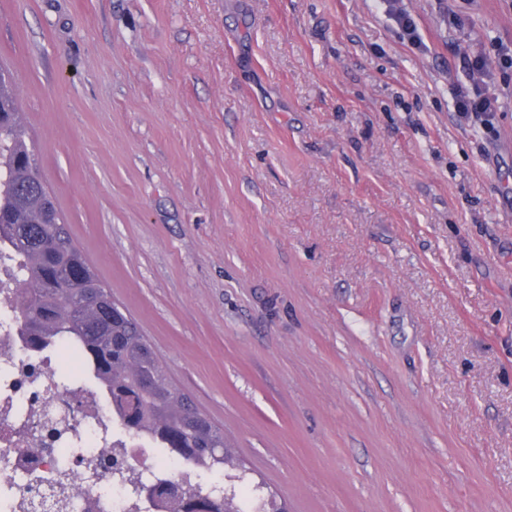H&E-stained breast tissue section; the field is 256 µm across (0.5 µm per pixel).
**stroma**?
<instances>
[{"label":"stroma","mask_w":512,"mask_h":512,"mask_svg":"<svg viewBox=\"0 0 512 512\" xmlns=\"http://www.w3.org/2000/svg\"><path fill=\"white\" fill-rule=\"evenodd\" d=\"M0 0L61 218L288 512H512V0ZM397 4V0H384L382 2L384 12L390 19L398 24L410 44L420 45L422 41L414 18L400 9ZM464 65L474 83L472 90L458 88L455 92L454 112L467 124L478 125L484 130L494 129L499 109V95L487 89H481L488 78V62L479 57H464Z\"/></svg>","instance_id":"35a3bbf8"}]
</instances>
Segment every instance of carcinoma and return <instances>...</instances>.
I'll return each mask as SVG.
<instances>
[{
    "mask_svg": "<svg viewBox=\"0 0 512 512\" xmlns=\"http://www.w3.org/2000/svg\"><path fill=\"white\" fill-rule=\"evenodd\" d=\"M27 135L17 78L0 68V253L8 250L19 259L11 278L20 335L38 353L61 341L77 347L87 381L112 401L123 429L208 471H224L235 459L224 428L172 383L137 322L75 243L47 186L30 178ZM243 494L231 483L219 507L197 491V508L170 498L165 510L245 512Z\"/></svg>",
    "mask_w": 512,
    "mask_h": 512,
    "instance_id": "1",
    "label": "carcinoma"
}]
</instances>
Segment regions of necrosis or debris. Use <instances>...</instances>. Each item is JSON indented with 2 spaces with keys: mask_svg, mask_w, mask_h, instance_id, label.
Segmentation results:
<instances>
[{
  "mask_svg": "<svg viewBox=\"0 0 512 512\" xmlns=\"http://www.w3.org/2000/svg\"><path fill=\"white\" fill-rule=\"evenodd\" d=\"M82 370L80 353L64 343L32 354L0 291V512H32L46 477L61 478L58 494L75 499L79 512H159L145 485L200 484L195 465L121 430Z\"/></svg>",
  "mask_w": 512,
  "mask_h": 512,
  "instance_id": "1",
  "label": "necrosis or debris"
}]
</instances>
